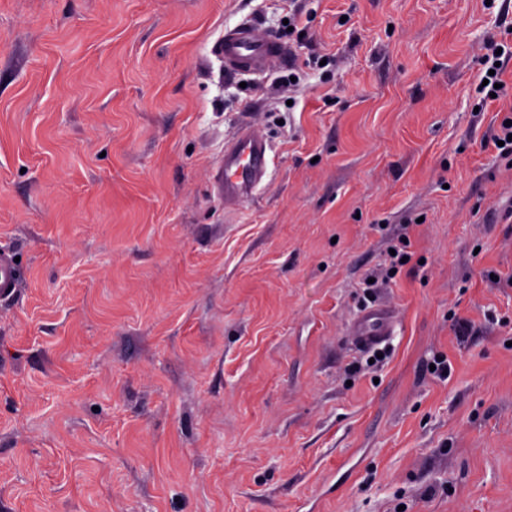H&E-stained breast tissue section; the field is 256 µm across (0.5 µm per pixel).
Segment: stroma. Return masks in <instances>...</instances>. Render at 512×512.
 <instances>
[{
  "instance_id": "obj_1",
  "label": "stroma",
  "mask_w": 512,
  "mask_h": 512,
  "mask_svg": "<svg viewBox=\"0 0 512 512\" xmlns=\"http://www.w3.org/2000/svg\"><path fill=\"white\" fill-rule=\"evenodd\" d=\"M485 2L0 0V512H512V59L479 91L512 0ZM243 23L287 58L225 72ZM251 123L271 163L229 213ZM498 48H502V53L499 55H496L495 51H497ZM488 50H491V54L485 55L484 65H488V64L489 65L486 68L485 74L481 79V84L484 81V79L488 80L487 85L481 86V93H483L487 90L486 95L483 98V100L485 101L486 104L488 102L493 103L496 101H500L502 99V97L505 96L506 85H505L504 81L502 80V74L504 72L505 60L508 58L509 55H510V58L512 57V48L511 47H510V51H508V50L506 51L504 45L495 44L494 46H491ZM503 56H504V59L502 60L501 58ZM496 62H499L500 66H496ZM489 70H494L495 74L489 75L488 74ZM494 84H502V87L494 88ZM492 93L496 94L495 98H491ZM270 165V145L261 127L248 125L224 145V161L213 176L224 209H236L253 196ZM18 279L14 255L9 250H0V295L8 296L17 288ZM394 324L390 311L376 307L366 311L353 325L350 333L361 346L374 345L392 335Z\"/></svg>"
}]
</instances>
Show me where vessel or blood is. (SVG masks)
Segmentation results:
<instances>
[{"label": "vessel or blood", "mask_w": 512, "mask_h": 512, "mask_svg": "<svg viewBox=\"0 0 512 512\" xmlns=\"http://www.w3.org/2000/svg\"><path fill=\"white\" fill-rule=\"evenodd\" d=\"M225 69L233 74L260 76L281 59L286 47L272 35L259 34L254 25L245 24L226 31L218 43ZM270 165V145L261 127H242L224 146V159L213 176L217 195L224 207L236 209L253 196ZM18 285L14 255L0 250V295H10ZM395 320L385 308L366 311L351 329L360 345L369 346L393 332Z\"/></svg>", "instance_id": "vessel-or-blood-1"}]
</instances>
